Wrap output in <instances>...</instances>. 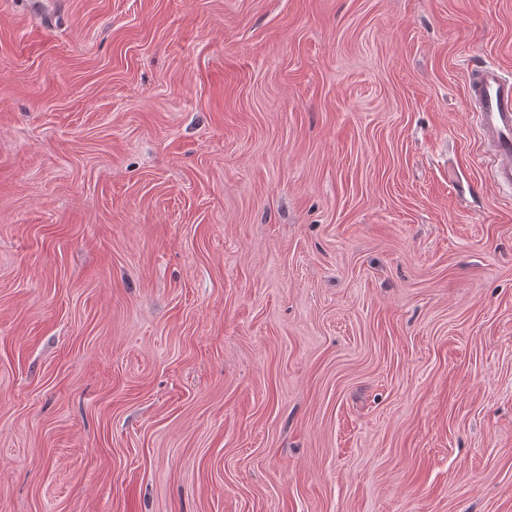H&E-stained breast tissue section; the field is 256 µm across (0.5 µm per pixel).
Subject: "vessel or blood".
I'll use <instances>...</instances> for the list:
<instances>
[{
	"instance_id": "b4317fda",
	"label": "vessel or blood",
	"mask_w": 512,
	"mask_h": 512,
	"mask_svg": "<svg viewBox=\"0 0 512 512\" xmlns=\"http://www.w3.org/2000/svg\"><path fill=\"white\" fill-rule=\"evenodd\" d=\"M467 96L475 108L480 138L490 147L492 180L512 188V77L492 63L473 66Z\"/></svg>"
}]
</instances>
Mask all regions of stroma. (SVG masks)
I'll return each instance as SVG.
<instances>
[{"instance_id":"stroma-1","label":"stroma","mask_w":512,"mask_h":512,"mask_svg":"<svg viewBox=\"0 0 512 512\" xmlns=\"http://www.w3.org/2000/svg\"><path fill=\"white\" fill-rule=\"evenodd\" d=\"M512 0H0V512H512ZM467 96L482 143L490 146L492 180L512 188V77L492 63L474 65L468 72Z\"/></svg>"}]
</instances>
